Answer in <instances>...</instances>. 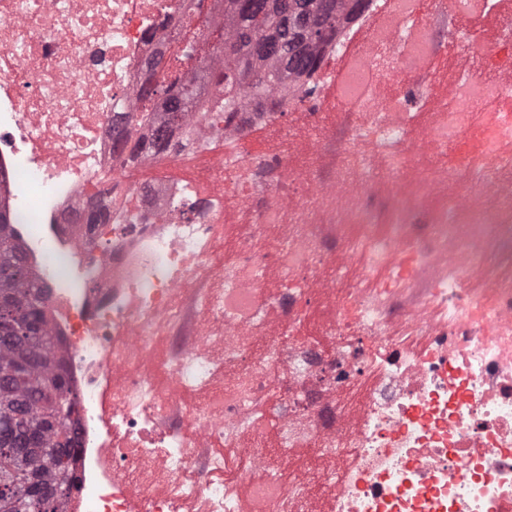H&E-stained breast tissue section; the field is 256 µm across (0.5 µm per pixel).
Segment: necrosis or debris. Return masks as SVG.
I'll use <instances>...</instances> for the list:
<instances>
[{"label":"necrosis or debris","mask_w":512,"mask_h":512,"mask_svg":"<svg viewBox=\"0 0 512 512\" xmlns=\"http://www.w3.org/2000/svg\"><path fill=\"white\" fill-rule=\"evenodd\" d=\"M445 9L472 0H368L341 26L339 122L291 83L228 123L205 89L172 124L137 92L186 0H0L12 231L78 399L63 512H512V15L455 42L420 126Z\"/></svg>","instance_id":"necrosis-or-debris-1"}]
</instances>
